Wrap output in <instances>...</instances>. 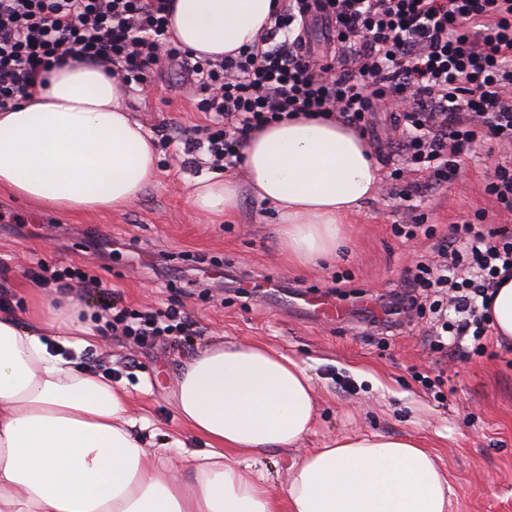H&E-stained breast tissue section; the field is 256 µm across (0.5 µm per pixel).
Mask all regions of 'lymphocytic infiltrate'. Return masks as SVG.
I'll list each match as a JSON object with an SVG mask.
<instances>
[{"label":"lymphocytic infiltrate","instance_id":"obj_1","mask_svg":"<svg viewBox=\"0 0 512 512\" xmlns=\"http://www.w3.org/2000/svg\"><path fill=\"white\" fill-rule=\"evenodd\" d=\"M168 17V0H0V111L70 59L142 85L176 66L193 77L197 108L211 116L184 131V150L206 153L217 171L241 167L247 137L268 123L310 112L364 132L382 99L403 104L385 155L398 162L391 178L424 172L432 191L478 147L512 149V0H278L258 41L197 60L171 42ZM315 22L331 45L322 54L308 39ZM396 231L436 238L438 259L406 274L391 314H409L433 294L436 347L468 355L491 329L490 290L512 276V236L467 221L442 237L418 223ZM101 311L107 329L136 340L188 333L174 308L134 312L106 302Z\"/></svg>","mask_w":512,"mask_h":512}]
</instances>
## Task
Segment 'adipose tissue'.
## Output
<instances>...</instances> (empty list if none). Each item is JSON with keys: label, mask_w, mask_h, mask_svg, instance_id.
Wrapping results in <instances>:
<instances>
[{"label": "adipose tissue", "mask_w": 512, "mask_h": 512, "mask_svg": "<svg viewBox=\"0 0 512 512\" xmlns=\"http://www.w3.org/2000/svg\"><path fill=\"white\" fill-rule=\"evenodd\" d=\"M271 0H171L175 42L194 57L252 43ZM45 88L0 111V190L69 213L112 212L157 175L154 143L123 107L126 89L71 60ZM245 181L215 171L192 207L219 217L242 193L274 207L277 233L302 266L334 255L343 228L379 189L362 135L335 120L284 119L248 140ZM97 334L72 297L0 311V512H449L437 456L411 437H343L294 463L284 500L240 465L310 432L312 379L261 343L216 340L185 359L174 406L209 448L145 446L125 387L80 366ZM189 470L182 479L180 470Z\"/></svg>", "instance_id": "1"}]
</instances>
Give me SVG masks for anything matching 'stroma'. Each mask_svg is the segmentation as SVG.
Instances as JSON below:
<instances>
[{"label": "stroma", "instance_id": "1", "mask_svg": "<svg viewBox=\"0 0 512 512\" xmlns=\"http://www.w3.org/2000/svg\"><path fill=\"white\" fill-rule=\"evenodd\" d=\"M194 82L165 68L149 83L133 85L128 112L158 144V175L120 212L69 214L36 210L0 192V280L7 304L22 311L30 294L61 296L32 280L36 262L49 267L89 266L126 308L174 307L187 313L193 332L144 343L103 332L94 351L97 372L131 393V412L144 441L175 440L202 452L204 439L178 419L173 403L182 361L217 338L263 343L297 360L311 376L317 412L311 432L296 446L255 460L274 497L305 455L339 437L412 436L441 459L452 491L450 512H512V346L488 337L483 352L458 359L430 346L431 315L398 327L374 320L404 269L427 244L393 232L406 223L398 193L405 181L366 201L346 227L348 249L325 265L289 262L272 208L243 197L234 211L210 221L194 212L190 190L207 174L190 163L180 129L206 125ZM499 153L477 151L420 206L437 232L467 219L512 232V215L484 192ZM323 296L345 311L342 320L316 321L292 313L282 298ZM440 379L426 390L420 375Z\"/></svg>", "mask_w": 512, "mask_h": 512}]
</instances>
